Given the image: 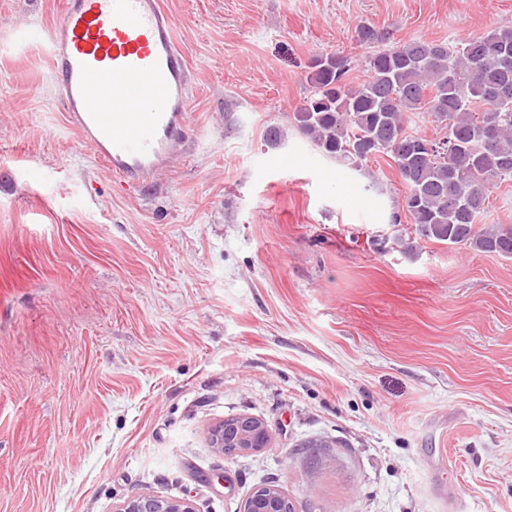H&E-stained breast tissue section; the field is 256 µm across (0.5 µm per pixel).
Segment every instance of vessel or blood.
I'll list each match as a JSON object with an SVG mask.
<instances>
[{"label":"vessel or blood","instance_id":"vessel-or-blood-1","mask_svg":"<svg viewBox=\"0 0 512 512\" xmlns=\"http://www.w3.org/2000/svg\"><path fill=\"white\" fill-rule=\"evenodd\" d=\"M44 45L81 144L135 189L167 167L189 127L188 67L161 0H65Z\"/></svg>","mask_w":512,"mask_h":512}]
</instances>
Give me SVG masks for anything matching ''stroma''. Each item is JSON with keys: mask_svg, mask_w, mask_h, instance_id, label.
<instances>
[{"mask_svg": "<svg viewBox=\"0 0 512 512\" xmlns=\"http://www.w3.org/2000/svg\"><path fill=\"white\" fill-rule=\"evenodd\" d=\"M194 125L123 188L66 120L44 53L63 0H0V512L193 500L262 484L296 512H512V260L391 221L388 157L361 170L292 123L312 61L512 25V0H163ZM39 168L41 181L29 179ZM248 415L267 448L219 454Z\"/></svg>", "mask_w": 512, "mask_h": 512, "instance_id": "1", "label": "stroma"}]
</instances>
